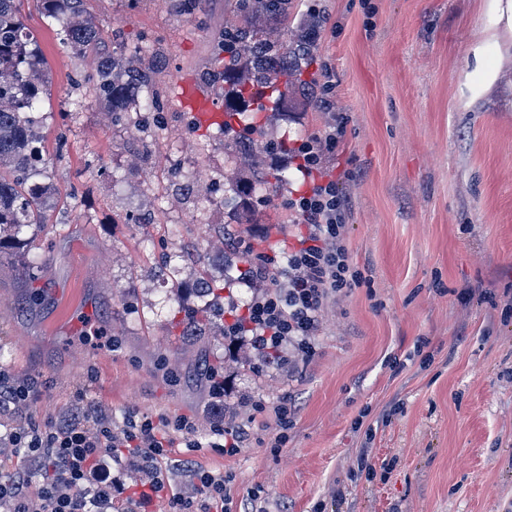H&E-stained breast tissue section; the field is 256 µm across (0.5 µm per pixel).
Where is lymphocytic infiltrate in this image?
Returning <instances> with one entry per match:
<instances>
[{
  "label": "lymphocytic infiltrate",
  "mask_w": 512,
  "mask_h": 512,
  "mask_svg": "<svg viewBox=\"0 0 512 512\" xmlns=\"http://www.w3.org/2000/svg\"><path fill=\"white\" fill-rule=\"evenodd\" d=\"M344 134L343 125L329 124L287 147L309 187L283 206L306 233L291 249L257 255L250 277L270 287L254 293L243 314L224 325L226 336L246 337L254 353L277 363L309 359L327 301L360 283L342 243L347 201L328 167ZM33 395L27 384L0 380V417L8 420L0 445L24 463L0 479V512H112L118 501L131 502L132 512H153L160 499L169 512H225L231 486L223 473L196 469L193 498L164 480L162 465L175 434H182L186 448L196 446L192 419L132 413L116 427L103 413L92 422L74 414L43 427L23 415ZM135 473L142 476L136 489L129 482Z\"/></svg>",
  "instance_id": "f902f5d3"
}]
</instances>
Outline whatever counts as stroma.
Returning a JSON list of instances; mask_svg holds the SVG:
<instances>
[{
    "label": "stroma",
    "instance_id": "stroma-1",
    "mask_svg": "<svg viewBox=\"0 0 512 512\" xmlns=\"http://www.w3.org/2000/svg\"><path fill=\"white\" fill-rule=\"evenodd\" d=\"M487 3L325 0L309 92L289 94L268 124L294 140L323 129L320 67L331 65L345 125L333 174L363 281L328 304L314 356L290 369L227 349L219 313L204 339L170 333L174 311L201 303L195 280L173 276L182 262L204 258L217 275L238 255L295 246L302 230L277 199L219 205L213 223H195L207 190L171 172L172 161L224 154L171 87L194 73L232 104L230 86L209 76L224 67L225 28L242 23L236 0H195L188 13L181 0H86L103 48L153 70L161 107L135 125L105 115L90 61L24 0L50 66L41 113L58 190L45 227L29 231L49 260L37 279L0 256V368L35 381L28 417L46 426L95 407L117 424L130 412L189 417L200 448L170 449L173 488L194 495L190 470L221 471L235 500L265 512H512V57L488 94L465 84L493 26ZM41 287L44 302L28 307ZM217 359L229 381L218 413L202 373ZM287 396L297 413L275 448ZM221 418L250 422L248 448H209Z\"/></svg>",
    "mask_w": 512,
    "mask_h": 512
}]
</instances>
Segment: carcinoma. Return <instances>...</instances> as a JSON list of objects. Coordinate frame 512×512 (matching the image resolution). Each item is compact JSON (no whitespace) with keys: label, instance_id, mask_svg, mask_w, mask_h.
Listing matches in <instances>:
<instances>
[{"label":"carcinoma","instance_id":"1","mask_svg":"<svg viewBox=\"0 0 512 512\" xmlns=\"http://www.w3.org/2000/svg\"><path fill=\"white\" fill-rule=\"evenodd\" d=\"M239 9L250 19L247 27H230L224 31L231 42L228 63L224 65V82L233 85L241 106L229 115L243 123L240 132L224 122V162L240 167V160L254 161L261 148L278 151L286 138L267 142L264 124L249 110L268 89L269 100L279 105L288 100V86L301 75L311 52L313 24L300 23L288 30V39L276 37L277 30L288 26L291 0H238ZM41 12L50 24H60L66 43L78 54H87L100 40L93 18L87 14L84 0H40ZM21 0H0V253L12 251L18 258V274L28 279L41 261L17 250L28 241L31 228L46 223L45 214L52 208L55 188L48 178L44 160V122L34 116L41 102L48 75L36 37L22 22ZM87 80L98 103L115 121L125 118L123 108L139 100L140 109L149 112L159 100L145 92L151 82L144 70L128 71L122 59L99 56ZM254 174L246 182L235 175L224 177V201L241 196L255 202L269 203L288 185V170L252 166ZM197 291L203 305L184 311L176 323L180 335L198 338L205 335L213 312L224 306V289L206 269L199 270Z\"/></svg>","mask_w":512,"mask_h":512}]
</instances>
